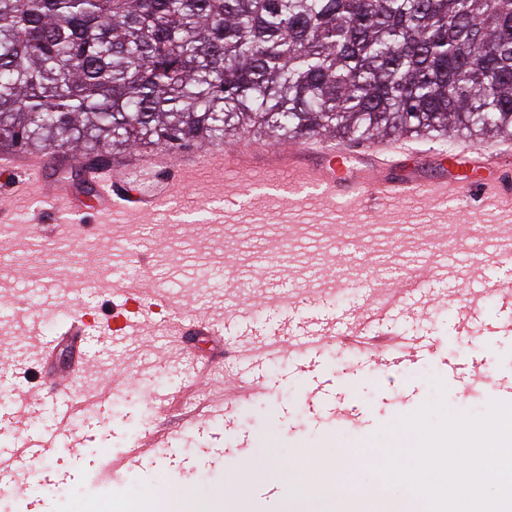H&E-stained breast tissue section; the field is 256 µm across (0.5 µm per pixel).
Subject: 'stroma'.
Instances as JSON below:
<instances>
[{"mask_svg":"<svg viewBox=\"0 0 512 512\" xmlns=\"http://www.w3.org/2000/svg\"><path fill=\"white\" fill-rule=\"evenodd\" d=\"M418 145L420 154L399 157L398 165L433 180L448 172L440 155L465 145L486 153L512 149V140L460 135L422 138ZM208 152L197 145L172 150L173 168L158 177L176 176L181 160L197 161L188 185L194 209L188 216L145 214L139 236L133 225L90 208L76 215L54 210L35 190H13L12 175L0 171V226L11 229L0 245V397L17 419L0 425V453L53 423L49 401L34 410L25 403L41 391L40 352L57 330L54 308L87 310L111 325L109 334L90 338L86 371L73 393L94 392L116 376L122 381L116 395L126 402L123 411L110 407L61 430L59 455L71 478L38 485L20 476L18 485L5 486L0 512H29L31 499L39 500V512H97L110 500L137 501L153 512L162 485L169 494L191 495L197 512H334L323 485L342 466L343 449L359 442L392 446L391 426L433 400L436 383H443L444 403L456 413L481 415L489 403L512 404V303L483 300L464 326L459 293L438 286L422 314L398 315L388 324L406 338L435 340L436 355L375 369L332 342L305 377L296 373L294 353L282 352L259 363L267 394L235 410V427L225 430L224 411L213 403L223 398L225 383L248 374L236 350H259L262 332L282 322L361 306L372 288L420 264L447 263L449 275L459 278L510 277L500 259L512 256V213L478 194L463 202L395 201L363 212L342 203L331 210L297 203L283 219L251 211L248 190L212 177L201 164ZM219 202L226 222H208L205 207ZM457 224H491L497 235L457 238ZM146 271L174 305L205 315L215 335L189 327L181 350L158 335L168 309L140 311L112 288ZM280 287L293 294V308L273 305ZM125 316L139 321L135 336L120 333ZM153 395L175 397L176 405L156 416ZM153 434L166 435L167 446L151 449L111 488L89 480L99 449L118 452ZM320 448L331 454L311 467ZM255 473L278 486L279 495L254 494ZM233 474L241 482L236 493L226 488Z\"/></svg>","mask_w":512,"mask_h":512,"instance_id":"obj_1","label":"stroma"}]
</instances>
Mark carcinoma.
Segmentation results:
<instances>
[{
    "instance_id": "carcinoma-1",
    "label": "carcinoma",
    "mask_w": 512,
    "mask_h": 512,
    "mask_svg": "<svg viewBox=\"0 0 512 512\" xmlns=\"http://www.w3.org/2000/svg\"><path fill=\"white\" fill-rule=\"evenodd\" d=\"M512 138V0H0V150Z\"/></svg>"
}]
</instances>
